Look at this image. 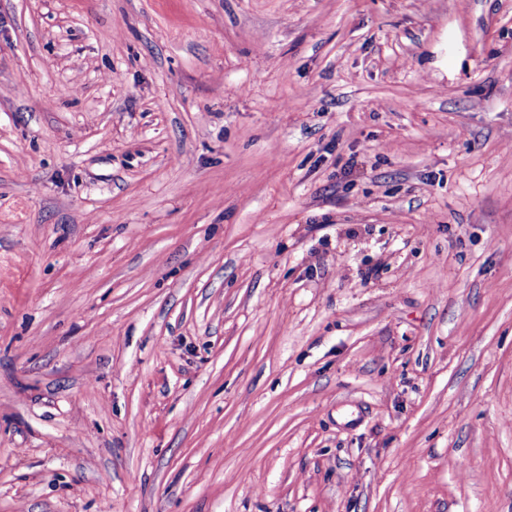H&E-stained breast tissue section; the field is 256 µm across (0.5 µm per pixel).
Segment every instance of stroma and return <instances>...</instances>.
Wrapping results in <instances>:
<instances>
[{"label":"stroma","mask_w":512,"mask_h":512,"mask_svg":"<svg viewBox=\"0 0 512 512\" xmlns=\"http://www.w3.org/2000/svg\"><path fill=\"white\" fill-rule=\"evenodd\" d=\"M0 512H512V0H0Z\"/></svg>","instance_id":"stroma-1"}]
</instances>
